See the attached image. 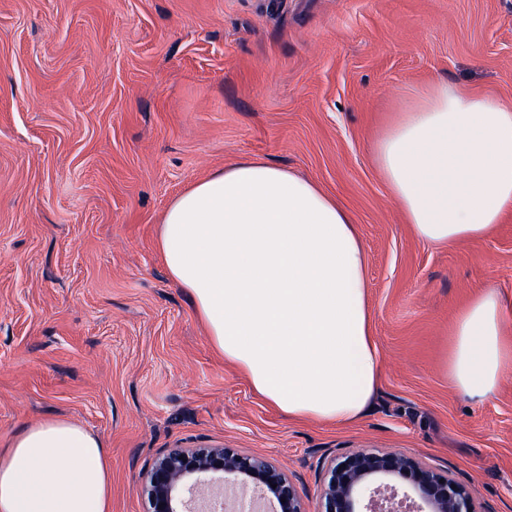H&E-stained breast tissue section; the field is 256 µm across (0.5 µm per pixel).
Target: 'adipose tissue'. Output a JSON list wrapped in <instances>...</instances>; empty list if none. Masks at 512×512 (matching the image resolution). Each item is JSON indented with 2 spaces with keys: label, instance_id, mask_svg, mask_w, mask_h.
I'll use <instances>...</instances> for the list:
<instances>
[{
  "label": "adipose tissue",
  "instance_id": "ef3b65f1",
  "mask_svg": "<svg viewBox=\"0 0 512 512\" xmlns=\"http://www.w3.org/2000/svg\"><path fill=\"white\" fill-rule=\"evenodd\" d=\"M406 224L445 245L512 212V106L442 79L413 89L376 143ZM159 249L224 356L288 418L348 424L377 394L365 257L350 212L260 158L191 184L167 208ZM512 304L488 290L461 313L449 371L483 400L512 367ZM0 512H112L102 441L69 420L30 425L0 451Z\"/></svg>",
  "mask_w": 512,
  "mask_h": 512
}]
</instances>
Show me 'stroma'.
I'll return each instance as SVG.
<instances>
[{"instance_id": "35a3bbf8", "label": "stroma", "mask_w": 512, "mask_h": 512, "mask_svg": "<svg viewBox=\"0 0 512 512\" xmlns=\"http://www.w3.org/2000/svg\"><path fill=\"white\" fill-rule=\"evenodd\" d=\"M512 105V0H0V448L47 417L109 453L112 512H144L168 448L266 457L314 512L325 461L393 448L512 512V368L476 402L452 325L512 298V213L433 245L405 224L374 144L435 78ZM259 157L351 212L382 358L371 410L297 422L225 362L158 251L190 184Z\"/></svg>"}]
</instances>
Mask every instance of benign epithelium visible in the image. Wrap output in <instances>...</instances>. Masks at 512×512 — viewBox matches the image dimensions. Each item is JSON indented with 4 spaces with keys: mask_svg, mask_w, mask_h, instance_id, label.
I'll list each match as a JSON object with an SVG mask.
<instances>
[{
    "mask_svg": "<svg viewBox=\"0 0 512 512\" xmlns=\"http://www.w3.org/2000/svg\"><path fill=\"white\" fill-rule=\"evenodd\" d=\"M212 509L228 493L254 492L270 512H306L298 486L265 458L233 448H169L147 476L146 512H193L200 490ZM317 512H482L471 489L400 450H357L324 468Z\"/></svg>",
    "mask_w": 512,
    "mask_h": 512,
    "instance_id": "7a95c632",
    "label": "benign epithelium"
}]
</instances>
